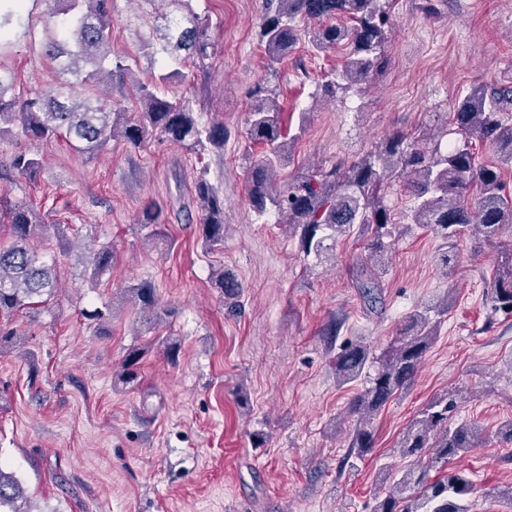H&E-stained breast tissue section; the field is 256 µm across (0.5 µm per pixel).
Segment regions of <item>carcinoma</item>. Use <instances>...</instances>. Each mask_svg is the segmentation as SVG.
<instances>
[{
    "instance_id": "obj_1",
    "label": "carcinoma",
    "mask_w": 512,
    "mask_h": 512,
    "mask_svg": "<svg viewBox=\"0 0 512 512\" xmlns=\"http://www.w3.org/2000/svg\"><path fill=\"white\" fill-rule=\"evenodd\" d=\"M56 2L64 16L62 38H48L44 50L60 61L62 73L73 80L20 100L8 95L14 75L0 68V137L11 133L15 125L30 140L62 137L73 151L89 159L112 141L138 147L152 135L189 151L224 148L228 136L224 124L203 125L186 100L160 92V85L179 75L176 70L154 83H138L134 117L125 119L112 111V88L123 86L130 74L123 60L112 59L114 0ZM17 9L18 0H0V31L17 17ZM392 26V15L380 0H276L258 38L270 70L304 36L319 52L346 47L342 65L326 72L318 84L322 97L334 99L337 93L368 81L382 67ZM165 39L172 51H183L186 58L201 63L215 49L209 28L190 9L167 26ZM511 107V87H475L458 100L452 112L454 134L462 141L458 146L422 143L396 131L355 160L299 171L282 183L276 171L289 153L291 139L282 126L280 105L261 87L247 122L248 142L262 148L258 155L249 150L244 154L249 205L259 215L276 211L288 233L298 237L304 256L320 261L333 253L337 238L361 225L364 243L363 254L356 259V285L362 297L373 303L391 248L388 238L418 227L444 242L475 232L491 242L504 230H512V193L505 181V170L512 168V125L504 119ZM474 142L491 146L497 162L476 164ZM40 165V159L25 150L15 152L9 162L10 168L30 177ZM396 182L413 198L411 222L400 226L393 222L383 193L384 187ZM194 192L202 212L203 243L215 248L224 242V196L203 173L194 182ZM162 216V207L152 202L143 208L138 223L153 238L162 234ZM6 220L11 241L0 245L1 320L18 311L37 309L58 287L55 266L40 261L31 247V241L47 227L41 215L21 202L9 209ZM112 259L109 246L91 253V276L111 269ZM494 279L495 310L512 316V251L498 258ZM211 282L230 311L237 310L243 289L236 275L220 268L213 272ZM128 292L145 322L156 323L171 314L158 307L151 282L133 284ZM447 314L448 297L444 296L409 316L380 354L368 345L353 343L337 353L339 380L362 381L349 404L358 426L346 458L360 459L370 451L371 423L412 380ZM147 353L141 347L127 353L119 373L123 384H140ZM457 409L455 394L446 392L428 402L410 422L399 448L411 463L400 477L387 475L386 492L375 499L372 512H469L463 500L472 491V482L448 470V460L476 447L482 430L472 422L448 426ZM0 512H34L21 481L2 469Z\"/></svg>"
}]
</instances>
